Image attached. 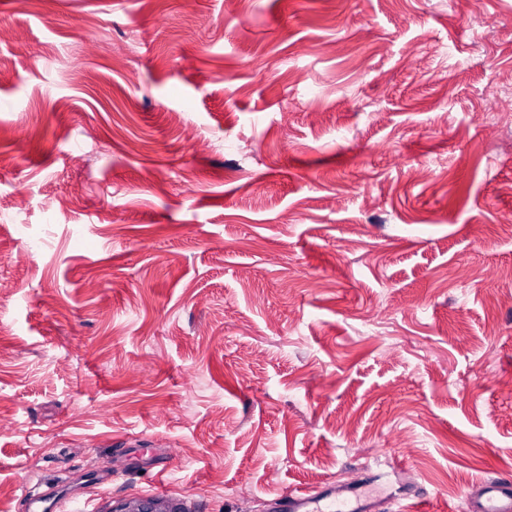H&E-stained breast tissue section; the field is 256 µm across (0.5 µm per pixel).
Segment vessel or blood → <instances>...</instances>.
Segmentation results:
<instances>
[{
  "instance_id": "1",
  "label": "vessel or blood",
  "mask_w": 512,
  "mask_h": 512,
  "mask_svg": "<svg viewBox=\"0 0 512 512\" xmlns=\"http://www.w3.org/2000/svg\"><path fill=\"white\" fill-rule=\"evenodd\" d=\"M61 491L26 492L28 512H61ZM279 512H372L368 483L344 476L316 488L294 489L279 498ZM467 512H512V477L502 475L478 482Z\"/></svg>"
}]
</instances>
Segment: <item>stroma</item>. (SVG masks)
Listing matches in <instances>:
<instances>
[{
	"instance_id": "1",
	"label": "stroma",
	"mask_w": 512,
	"mask_h": 512,
	"mask_svg": "<svg viewBox=\"0 0 512 512\" xmlns=\"http://www.w3.org/2000/svg\"><path fill=\"white\" fill-rule=\"evenodd\" d=\"M0 27V512L87 471L71 512H267L371 460L377 512H465L512 473V0Z\"/></svg>"
}]
</instances>
